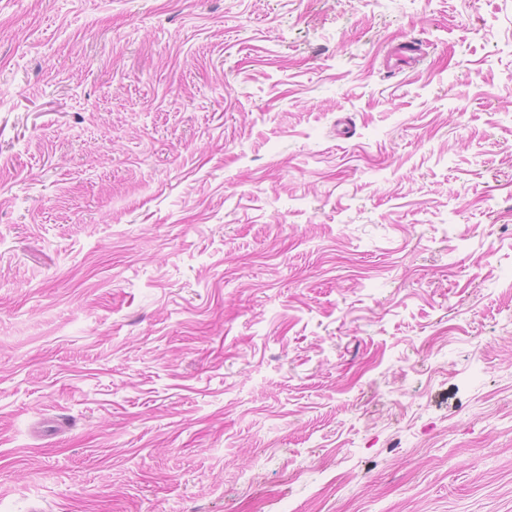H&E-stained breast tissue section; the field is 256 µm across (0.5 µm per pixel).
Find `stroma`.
Wrapping results in <instances>:
<instances>
[{
  "label": "stroma",
  "mask_w": 512,
  "mask_h": 512,
  "mask_svg": "<svg viewBox=\"0 0 512 512\" xmlns=\"http://www.w3.org/2000/svg\"><path fill=\"white\" fill-rule=\"evenodd\" d=\"M36 506L512 512V0H0Z\"/></svg>",
  "instance_id": "35a3bbf8"
}]
</instances>
